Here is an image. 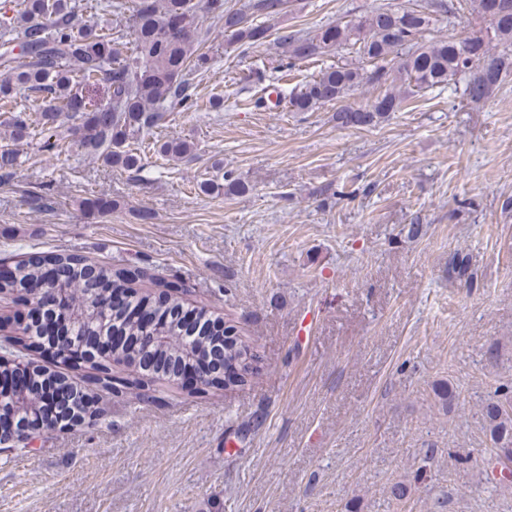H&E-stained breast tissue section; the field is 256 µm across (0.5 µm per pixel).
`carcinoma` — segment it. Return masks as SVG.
<instances>
[{"label":"carcinoma","mask_w":512,"mask_h":512,"mask_svg":"<svg viewBox=\"0 0 512 512\" xmlns=\"http://www.w3.org/2000/svg\"><path fill=\"white\" fill-rule=\"evenodd\" d=\"M471 11L497 19L484 32L464 39L419 42L431 25V12L388 5L373 9L359 19L341 21L320 28L314 34L281 37V67L287 71L296 63L345 49L359 63L341 62L326 67L299 88L279 93L291 112H314L341 103L336 124L343 128L371 127L393 112L402 110L411 97L445 86L456 76L467 81L463 95L472 102L487 98L512 73V0H465ZM252 9L268 19L284 13L288 0H253ZM212 19L225 45L258 48L267 43L270 26L253 24L224 0H130L125 17L129 40L82 20L71 0H18L16 14H0V30L10 38L0 42V110L14 109L21 91L39 95V120L33 124L17 113L11 119L9 140L26 136L44 138L43 148L56 155L74 148L125 171L139 172L144 164L136 137L153 128L162 113L196 106L193 75L208 69L211 56L195 38L198 11ZM362 84L379 89L365 104L345 99ZM103 86L108 100L81 110L75 102L83 95L81 86ZM65 116L73 120L68 138L57 135V123ZM186 141L163 142L159 153L181 160L192 153ZM19 164L17 149L0 150V177L10 178ZM224 184L203 182L200 189L220 188L233 194L248 191L247 184L233 173L223 175ZM26 204L34 211L52 205L48 191L31 192ZM84 208L90 215L112 211L102 197L88 198ZM57 287L67 307L64 317L73 333H96L113 322L123 323L131 336H162L164 341L122 353L132 362L146 356L167 353L174 356L202 354L201 340L188 343L165 321L146 329L126 319L122 310H107L98 303L110 288L126 287L125 273L95 267L70 255L55 257ZM17 278L0 283V290L12 294L39 276L32 265L17 267ZM481 418L492 444L494 467L512 473V406L488 399Z\"/></svg>","instance_id":"obj_1"}]
</instances>
